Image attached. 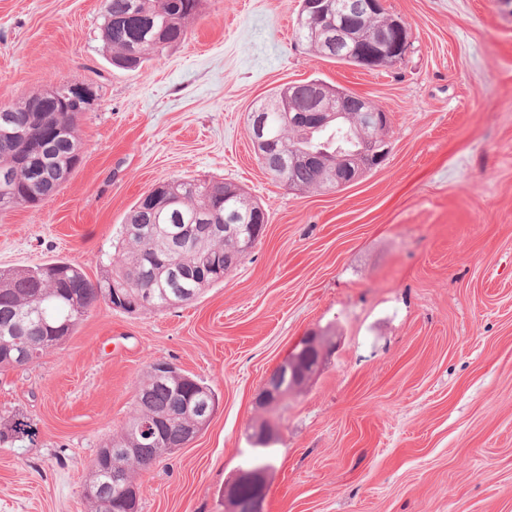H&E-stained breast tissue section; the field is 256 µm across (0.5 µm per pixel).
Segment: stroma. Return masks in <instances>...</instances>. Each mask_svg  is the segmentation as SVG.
I'll return each instance as SVG.
<instances>
[{
	"instance_id": "35a3bbf8",
	"label": "stroma",
	"mask_w": 512,
	"mask_h": 512,
	"mask_svg": "<svg viewBox=\"0 0 512 512\" xmlns=\"http://www.w3.org/2000/svg\"><path fill=\"white\" fill-rule=\"evenodd\" d=\"M301 0H202L182 42L112 65L101 0H0V105L84 85L82 149L39 206L0 211V268L65 260L101 278L133 204L175 177L224 182L266 210L259 243L197 300L93 308L62 348L0 370V512H88L99 448L132 417L151 364L215 393L209 424L138 472L141 512H225L252 435L271 425L264 512H512V0H384L410 25L402 62L330 61L296 38ZM319 80L388 114V153L340 191L292 190L246 116ZM314 377L266 381L304 337Z\"/></svg>"
}]
</instances>
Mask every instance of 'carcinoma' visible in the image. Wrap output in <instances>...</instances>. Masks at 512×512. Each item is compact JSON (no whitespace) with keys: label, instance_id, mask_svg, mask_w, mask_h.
Masks as SVG:
<instances>
[{"label":"carcinoma","instance_id":"carcinoma-1","mask_svg":"<svg viewBox=\"0 0 512 512\" xmlns=\"http://www.w3.org/2000/svg\"><path fill=\"white\" fill-rule=\"evenodd\" d=\"M201 0H102V40L114 61H129L131 47H137L134 69L166 45L185 39V22L194 16ZM138 16L147 20L149 32L132 26ZM298 38L319 55L342 64L357 65L356 54L327 53L321 37L296 18ZM322 82L311 80L294 85L291 112H313L319 103ZM288 97V86L273 92L265 100L268 147L259 160L274 177L297 187L328 188L319 180L317 167L307 156L332 155L341 150L353 156L361 146L357 113L333 118L321 127L302 122L291 124L275 103ZM32 99L7 106L0 114V211L18 205H35L52 195L67 180L80 153L75 134L78 113L54 112L49 121L36 128L35 136L55 145L44 158L48 178L34 182L29 167L19 163L28 144L20 132V118ZM171 186L179 194L176 203H168L170 191L155 196L151 207L137 201L120 229L121 256L102 279L93 282L79 265L55 261L21 269H0V368L16 366L25 357L37 361L45 352L62 346L83 317L95 306L105 303L132 313L160 311L196 300L217 277L201 278L197 270L224 269L237 257L238 240L252 226L267 223L259 203L244 189L224 183H199L174 178ZM171 258L177 273L162 271L161 262ZM213 390L193 376L163 371L153 365L136 394L135 413L120 436L99 450L85 487L88 512H128L140 510L134 496H113L112 487L130 491L137 488L135 474L151 467L158 458L182 448L190 440L210 409ZM144 421L155 427L145 439L135 425ZM34 435L24 419L17 418L9 432L0 431V442L22 441ZM122 443L136 448L134 459L114 466L113 445Z\"/></svg>","mask_w":512,"mask_h":512}]
</instances>
